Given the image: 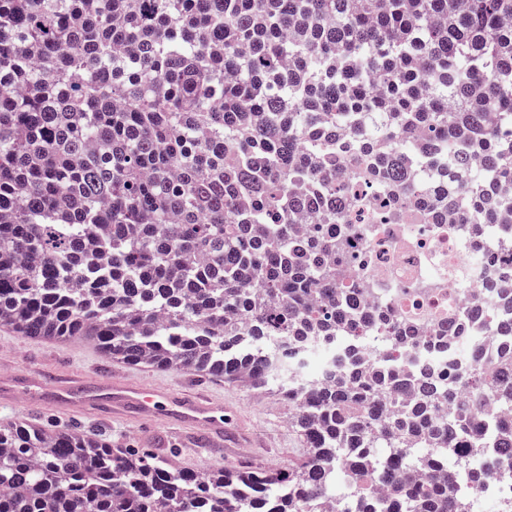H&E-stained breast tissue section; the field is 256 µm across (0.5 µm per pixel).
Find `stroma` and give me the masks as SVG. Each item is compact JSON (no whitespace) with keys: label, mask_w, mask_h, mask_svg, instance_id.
Returning <instances> with one entry per match:
<instances>
[{"label":"stroma","mask_w":512,"mask_h":512,"mask_svg":"<svg viewBox=\"0 0 512 512\" xmlns=\"http://www.w3.org/2000/svg\"><path fill=\"white\" fill-rule=\"evenodd\" d=\"M112 365V358L75 349L69 340H31L0 327V384L63 377L74 382L75 397L84 404L80 411L63 412L44 404L37 396L21 409L0 400V417L10 416L36 426L66 425L110 441L130 439L135 446L150 449L156 456L190 471L223 464L226 448L213 445L192 430L166 422L141 423L129 416H103V399L94 381L109 376ZM138 374L158 388L177 393L203 390L236 408L243 430L251 439L241 460L255 466L283 468L302 459V442L289 428L288 406L277 392L249 391L220 378L185 374L173 368L143 367Z\"/></svg>","instance_id":"35a3bbf8"}]
</instances>
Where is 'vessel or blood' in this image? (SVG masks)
<instances>
[{
    "instance_id": "1",
    "label": "vessel or blood",
    "mask_w": 512,
    "mask_h": 512,
    "mask_svg": "<svg viewBox=\"0 0 512 512\" xmlns=\"http://www.w3.org/2000/svg\"><path fill=\"white\" fill-rule=\"evenodd\" d=\"M112 395L113 414L134 415L193 429L213 444L241 443L243 435L233 425L232 411L222 402L200 392L172 393L151 388L128 377L122 367L112 369L104 382ZM43 393L60 405H72L73 384L62 378L41 381Z\"/></svg>"
}]
</instances>
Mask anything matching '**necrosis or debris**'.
Here are the masks:
<instances>
[{
	"mask_svg": "<svg viewBox=\"0 0 512 512\" xmlns=\"http://www.w3.org/2000/svg\"><path fill=\"white\" fill-rule=\"evenodd\" d=\"M398 207L414 211L412 203L388 192L373 193L370 212L349 225L346 243L349 253L359 256L353 270L357 279L369 280L376 294L387 296L392 310L417 312L429 319L434 307L432 296L457 301L462 288H505V268L512 266V253L486 256L476 243L473 229L458 224H374V212ZM480 341L487 350L500 348L502 340L490 324L465 326L457 335L430 341L412 351L407 370H431L451 376L469 361L465 344Z\"/></svg>",
	"mask_w": 512,
	"mask_h": 512,
	"instance_id": "necrosis-or-debris-1",
	"label": "necrosis or debris"
}]
</instances>
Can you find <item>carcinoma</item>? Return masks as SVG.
Returning <instances> with one entry per match:
<instances>
[{"label":"carcinoma","instance_id":"1","mask_svg":"<svg viewBox=\"0 0 512 512\" xmlns=\"http://www.w3.org/2000/svg\"><path fill=\"white\" fill-rule=\"evenodd\" d=\"M372 171L512 247V0H0V325L272 387L305 446L200 473L3 426L0 512H332L341 483L338 512H473L461 473L512 483V346L451 379L280 352L432 339L350 277Z\"/></svg>","mask_w":512,"mask_h":512}]
</instances>
